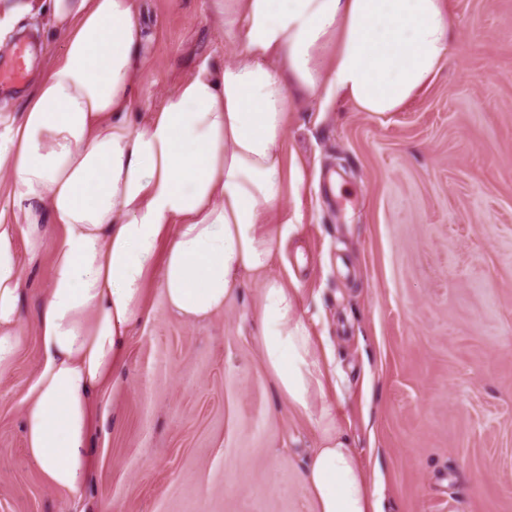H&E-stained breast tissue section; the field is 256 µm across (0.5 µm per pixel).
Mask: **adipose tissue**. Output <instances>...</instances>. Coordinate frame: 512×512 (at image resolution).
<instances>
[{
    "label": "adipose tissue",
    "mask_w": 512,
    "mask_h": 512,
    "mask_svg": "<svg viewBox=\"0 0 512 512\" xmlns=\"http://www.w3.org/2000/svg\"><path fill=\"white\" fill-rule=\"evenodd\" d=\"M47 3L65 51L0 132L12 198L0 210V370L21 342L16 244L53 254L42 358L23 397L26 451L44 481L74 494L87 482L96 399L145 314L152 272L168 310L189 322L223 311L246 276L261 274L262 364L320 431L302 473L315 512H382L377 481L338 425L333 357L295 292L266 275L292 222L266 218L286 186L303 183L282 151L296 95L401 110L449 53L443 0H212L240 31L237 60L219 75L198 67L140 120L131 117L145 66L136 0Z\"/></svg>",
    "instance_id": "1"
}]
</instances>
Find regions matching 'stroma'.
<instances>
[{
  "mask_svg": "<svg viewBox=\"0 0 512 512\" xmlns=\"http://www.w3.org/2000/svg\"><path fill=\"white\" fill-rule=\"evenodd\" d=\"M451 48L399 112L298 97L284 144L301 196L268 275L339 370V422L384 512H512V0H446ZM146 65L133 110L146 115L199 66L240 50L210 0H139ZM31 45L28 79L60 58L46 0H0V56ZM21 345L0 374V512H314L302 483L319 431L265 372L245 278L223 312L172 316L157 280L147 322L98 397L79 497L43 481L26 453V385L50 250L19 248Z\"/></svg>",
  "mask_w": 512,
  "mask_h": 512,
  "instance_id": "35a3bbf8",
  "label": "stroma"
}]
</instances>
